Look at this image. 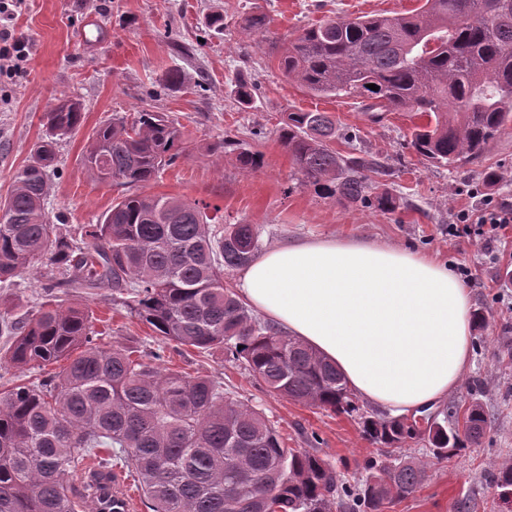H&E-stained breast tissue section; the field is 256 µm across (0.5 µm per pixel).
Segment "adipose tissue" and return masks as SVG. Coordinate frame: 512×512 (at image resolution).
<instances>
[{"mask_svg":"<svg viewBox=\"0 0 512 512\" xmlns=\"http://www.w3.org/2000/svg\"><path fill=\"white\" fill-rule=\"evenodd\" d=\"M237 289L394 414L446 398L471 360L470 291L420 252L357 237L294 241L257 256Z\"/></svg>","mask_w":512,"mask_h":512,"instance_id":"adipose-tissue-1","label":"adipose tissue"}]
</instances>
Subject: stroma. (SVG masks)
I'll use <instances>...</instances> for the list:
<instances>
[{
	"label": "stroma",
	"instance_id": "1",
	"mask_svg": "<svg viewBox=\"0 0 512 512\" xmlns=\"http://www.w3.org/2000/svg\"><path fill=\"white\" fill-rule=\"evenodd\" d=\"M422 0H18L6 25L27 44V56L0 79V196L15 172L27 164L45 133L40 117L55 98L69 96L83 105L84 120L55 147L56 176L46 204L77 233L97 223L121 190L90 179L82 162L89 138L113 116L142 109L177 118L191 152L147 184L145 193L168 194L220 206L227 222L256 224L262 248L298 237L361 236L427 253L448 263L470 290L471 308L487 323L471 333L472 364L440 408L449 426L462 423L472 402L488 415L479 443L467 444L452 459L436 461L426 441L389 450L427 464V478L415 493L394 501L387 512H506L491 475L512 458V224L494 252L458 231L460 214L478 215L484 196L512 205V129L503 131L477 160L456 168L421 160L410 145L420 118L388 112L372 121L358 100L316 96L289 79L279 67L288 40L305 27L337 16L406 14ZM267 15L266 33L243 29L249 15ZM224 18L223 31L210 27ZM185 77L182 87L167 86L171 69ZM252 91L241 97L240 82ZM325 112L336 122L332 146L344 156L376 159L386 167L381 179L395 198L391 212L324 197L301 184L275 128L286 112ZM356 132L345 142L346 132ZM230 138L223 160L208 144ZM262 155L254 172L240 169L239 151ZM502 174L494 186L483 183L485 169ZM56 268L14 277L0 290L9 317L27 318L57 284L66 303L86 306L99 341L133 346L144 362L189 376H206L274 424L286 447L303 448L330 462L341 478L355 483L376 450L357 417L294 402L267 392L248 370L220 351L204 352L162 342L130 313L125 296L109 288L86 292L60 287Z\"/></svg>",
	"mask_w": 512,
	"mask_h": 512
}]
</instances>
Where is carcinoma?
I'll use <instances>...</instances> for the list:
<instances>
[{
	"label": "carcinoma",
	"instance_id": "obj_1",
	"mask_svg": "<svg viewBox=\"0 0 512 512\" xmlns=\"http://www.w3.org/2000/svg\"><path fill=\"white\" fill-rule=\"evenodd\" d=\"M279 65L314 95L363 99L374 121L395 110L427 118L411 139L423 160L471 162L512 126V0H424L408 14L336 17L303 28ZM83 119L77 99L50 104L45 137L0 198V288L46 264L62 269L73 288L124 291L125 305L161 341L221 349L274 395L357 415L375 444L399 447L418 438L435 458L448 459L484 434L487 416L477 402L461 430L435 418L421 429L361 411L333 363L252 314L224 284V275L259 251V228L224 223L217 205L124 195L81 238L62 234L45 210L54 145ZM277 135L303 182L367 208H396L371 178L385 174L383 164L331 147L336 125L327 113L290 112ZM187 155L175 120L141 110L98 129L83 165L97 182L132 188ZM236 163L254 171L262 155L242 151ZM3 334V358L18 368L69 363L0 397V512H83L100 486L92 479L74 487L65 476L87 461L98 475L129 472L152 512H332L344 496L349 512H385L425 478L426 465L411 457L390 465L372 458L366 477L350 486L324 459L286 447L264 416L226 395L221 383L164 373L129 347L96 342L88 312L50 291L27 319L0 312ZM492 480L511 503L512 461Z\"/></svg>",
	"mask_w": 512,
	"mask_h": 512
}]
</instances>
